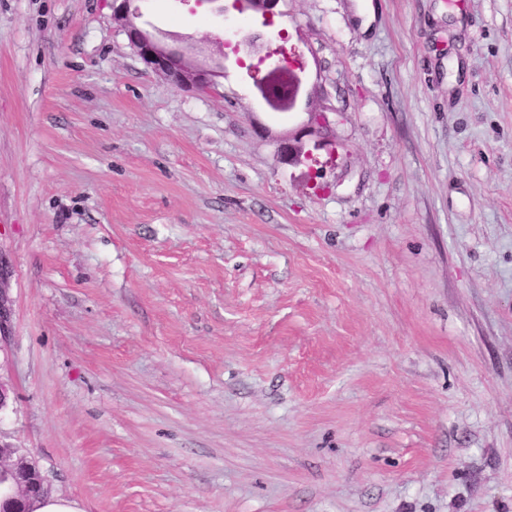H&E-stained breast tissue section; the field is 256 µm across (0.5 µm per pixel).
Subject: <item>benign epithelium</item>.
I'll list each match as a JSON object with an SVG mask.
<instances>
[{"label":"benign epithelium","mask_w":512,"mask_h":512,"mask_svg":"<svg viewBox=\"0 0 512 512\" xmlns=\"http://www.w3.org/2000/svg\"><path fill=\"white\" fill-rule=\"evenodd\" d=\"M134 0H111L112 17L121 23L129 44L140 59L157 75L171 85L182 90L204 91L210 88L213 78L224 75V61L209 65L198 61L195 55L204 52L200 46L191 47L186 52L169 47L164 36L153 34L141 26L135 19L140 17L139 8L133 6ZM279 0H234V7L242 12L252 10L263 16V26L272 24ZM265 35L251 32L241 36L225 46L232 47L237 55V63L245 65V59L257 58V63L249 65L250 76L257 95L274 112L288 113L296 109L304 91L305 63L294 53L278 57L270 51H263ZM307 125L292 136L278 143V155L286 165H301L315 161L313 151L322 147L320 141L311 144L303 141L306 136L319 133L329 124L324 112H310ZM6 272L0 262V335L8 332L10 306L6 289L3 288ZM16 450L0 448V476L7 478L13 488L10 500L21 503L29 498L47 492L44 478L35 464L22 458L13 459Z\"/></svg>","instance_id":"obj_1"}]
</instances>
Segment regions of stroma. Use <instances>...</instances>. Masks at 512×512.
<instances>
[{"label": "stroma", "instance_id": "obj_1", "mask_svg": "<svg viewBox=\"0 0 512 512\" xmlns=\"http://www.w3.org/2000/svg\"><path fill=\"white\" fill-rule=\"evenodd\" d=\"M356 2L280 0L283 114L0 0V442L80 512H512V0ZM139 6L215 58L260 20ZM308 116V123L304 128L293 136L279 140L277 151L282 163L297 166L315 161L313 150L320 149L322 143L317 140L311 145L303 141V138L319 133V130L328 126L329 120L325 112H309Z\"/></svg>", "mask_w": 512, "mask_h": 512}]
</instances>
